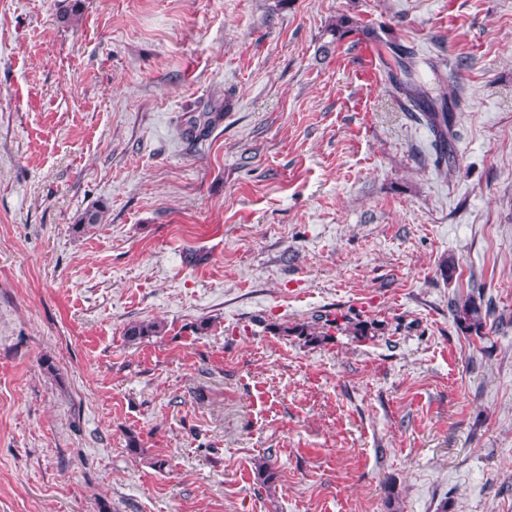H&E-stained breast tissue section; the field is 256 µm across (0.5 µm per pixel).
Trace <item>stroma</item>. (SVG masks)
Listing matches in <instances>:
<instances>
[{
    "mask_svg": "<svg viewBox=\"0 0 512 512\" xmlns=\"http://www.w3.org/2000/svg\"><path fill=\"white\" fill-rule=\"evenodd\" d=\"M71 5L0 0V512H512V0ZM343 15L455 74L452 175ZM362 63L358 69L359 77L371 84H378L381 80L382 73L377 67L376 58L367 47H361L359 53ZM224 118V109L210 107L192 117L186 134L194 139L207 137L212 129ZM490 313V304L486 305L483 310L480 297L479 302L472 297H468L463 302H456L453 304L452 310L453 317L461 330L480 339L485 335L486 318L490 316ZM319 322H322L320 327H312L313 325H301L295 326L291 329V332L295 333L297 336H305L306 342H314L321 343L331 336L329 333L331 328H334L333 325L336 323L334 320H330L326 315H318L315 319V325H318Z\"/></svg>",
    "mask_w": 512,
    "mask_h": 512,
    "instance_id": "1",
    "label": "stroma"
}]
</instances>
